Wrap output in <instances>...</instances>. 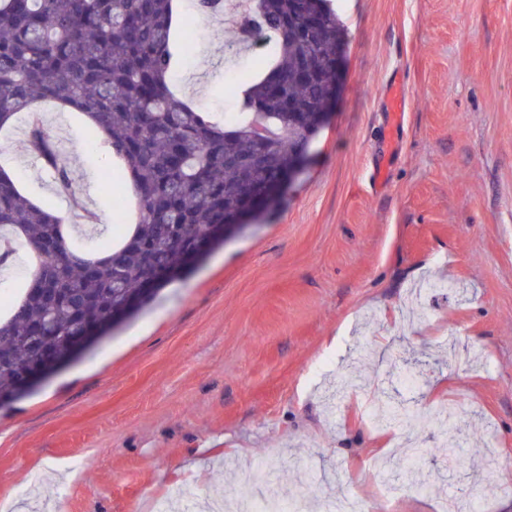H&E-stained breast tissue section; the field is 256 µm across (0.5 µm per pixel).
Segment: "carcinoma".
Segmentation results:
<instances>
[{
    "label": "carcinoma",
    "mask_w": 512,
    "mask_h": 512,
    "mask_svg": "<svg viewBox=\"0 0 512 512\" xmlns=\"http://www.w3.org/2000/svg\"><path fill=\"white\" fill-rule=\"evenodd\" d=\"M172 0H0V129L29 113L27 143L59 190H73L68 160L34 106L53 101L85 115L88 136H109L125 162L139 212L112 250L73 246L58 213L27 199L0 168V226L35 253L21 303L0 324V404L30 391L24 379L45 350L67 349L79 323L103 328L147 302L145 277L180 267L209 231L288 167L320 130L346 35L329 0H256L233 42L272 34V60L245 91V121L222 125L175 96Z\"/></svg>",
    "instance_id": "carcinoma-1"
}]
</instances>
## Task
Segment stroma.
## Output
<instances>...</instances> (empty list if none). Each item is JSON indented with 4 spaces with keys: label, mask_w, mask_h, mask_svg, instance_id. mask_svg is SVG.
Instances as JSON below:
<instances>
[{
    "label": "stroma",
    "mask_w": 512,
    "mask_h": 512,
    "mask_svg": "<svg viewBox=\"0 0 512 512\" xmlns=\"http://www.w3.org/2000/svg\"><path fill=\"white\" fill-rule=\"evenodd\" d=\"M190 36L170 75L216 115L258 73L254 50L225 54L231 26L183 0ZM348 37L338 96L279 203L184 264L134 316L98 334L26 396L0 404V502L19 512H155L159 501L256 494L334 512L379 499L370 464L425 449L429 476L399 481L398 512H438L453 492L512 512V0H331ZM402 85L400 121L386 90ZM70 166L58 193L27 147L25 116L0 130V161L22 192L74 206L115 236L123 193L79 113L39 105ZM430 279L448 295L416 307ZM322 375L310 371L325 358ZM458 417L372 428L336 387ZM40 477L33 497L21 492Z\"/></svg>",
    "instance_id": "obj_1"
}]
</instances>
